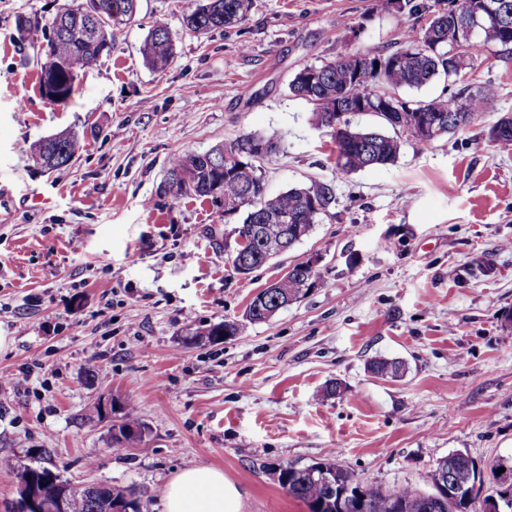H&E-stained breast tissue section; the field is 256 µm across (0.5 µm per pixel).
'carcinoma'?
<instances>
[{"label": "carcinoma", "mask_w": 512, "mask_h": 512, "mask_svg": "<svg viewBox=\"0 0 512 512\" xmlns=\"http://www.w3.org/2000/svg\"><path fill=\"white\" fill-rule=\"evenodd\" d=\"M494 4L495 21L479 28L478 35L458 43L459 26L486 17L483 5ZM254 0H188L182 21L194 34L241 23L253 8ZM389 10L425 19L420 35L407 38L392 50L345 51L320 65H308L294 75L291 94L312 106V121L329 130L335 144L334 179H345L371 167L393 164L400 141L380 128L356 129L346 116L371 112L382 123L399 130L415 121L435 125L436 133L416 139L423 147L468 126L476 117L491 111L495 96L489 91L443 88L430 100H405L401 89H418L436 78H451L474 67L486 47L512 49V0H435L432 4L414 0H388ZM138 0H68L51 18L45 29L46 44L39 47V90L53 104L68 102L79 75L112 49L113 28L133 21ZM144 63L153 70H164L174 60L175 44L167 24L160 18L151 22L141 49ZM379 67H374V64ZM489 138L512 146V115L501 116L489 130ZM261 142L270 155L281 149L282 141L264 133L248 132L224 140L205 152L173 156L165 175V193L173 199L220 198L224 216L237 215L236 229L251 238L253 227L265 224L278 232L282 224H301L312 232L314 224L330 213L335 203L334 186L326 182L294 186L276 196L266 193L260 158L252 156L254 143ZM78 134L71 131L44 137L29 146L33 161L46 170L68 166L82 149ZM308 271L299 267L264 289V298L249 304L244 318L251 324L263 323L288 300L308 292ZM224 339V323L210 324L194 332V343H216ZM402 370L398 361L378 359L371 371L381 378H396ZM121 422L110 435L115 448H128L143 441L147 428L133 406H122ZM334 471V486L322 481L319 466ZM278 483L287 493L304 503L310 512H477L481 495L477 469L472 458L453 452L437 461L428 474L429 492L404 486L381 488L363 484L354 473L331 461L306 466L285 463ZM457 484L460 499L436 496L445 484ZM45 501L65 493L68 512H106L112 502L116 512H140L139 499L125 488L109 485L94 491L86 484L60 486L44 480L39 487Z\"/></svg>", "instance_id": "carcinoma-1"}]
</instances>
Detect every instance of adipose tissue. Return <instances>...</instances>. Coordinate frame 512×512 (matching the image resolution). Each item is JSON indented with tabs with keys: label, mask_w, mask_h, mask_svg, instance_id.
Wrapping results in <instances>:
<instances>
[{
	"label": "adipose tissue",
	"mask_w": 512,
	"mask_h": 512,
	"mask_svg": "<svg viewBox=\"0 0 512 512\" xmlns=\"http://www.w3.org/2000/svg\"><path fill=\"white\" fill-rule=\"evenodd\" d=\"M165 512H242V494L223 472L189 466L164 491Z\"/></svg>",
	"instance_id": "ef3b65f1"
}]
</instances>
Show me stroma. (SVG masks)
<instances>
[{
  "instance_id": "35a3bbf8",
  "label": "stroma",
  "mask_w": 512,
  "mask_h": 512,
  "mask_svg": "<svg viewBox=\"0 0 512 512\" xmlns=\"http://www.w3.org/2000/svg\"><path fill=\"white\" fill-rule=\"evenodd\" d=\"M63 0H0V512H16L17 470L135 490L164 512L182 468L222 470L243 512H308L279 486L277 464L336 462L365 483L429 488L453 451L512 459V146L489 139L512 113V53L489 47L456 87H486L496 113L428 148L401 137L394 164L333 179V144L288 88L304 66L345 50L394 49L420 21L373 0H254L238 27L183 29L185 0H139L112 50L74 98L47 102L16 20L45 24ZM167 22L174 62L141 48ZM69 129L81 155L53 172L30 144ZM256 131L283 141L265 158L270 194L334 181L330 214L289 252L247 276L224 239L236 218L208 199H172L169 160ZM318 258L309 293L219 344L191 331L240 321L288 266ZM402 361L399 379L369 364ZM340 395L318 399L329 382ZM133 404L148 432L111 448L95 405Z\"/></svg>"
}]
</instances>
